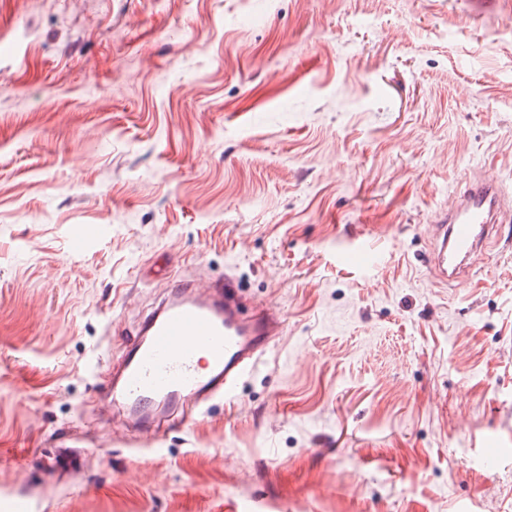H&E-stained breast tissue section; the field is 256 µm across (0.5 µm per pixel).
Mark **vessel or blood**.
<instances>
[{"instance_id": "b4317fda", "label": "vessel or blood", "mask_w": 512, "mask_h": 512, "mask_svg": "<svg viewBox=\"0 0 512 512\" xmlns=\"http://www.w3.org/2000/svg\"><path fill=\"white\" fill-rule=\"evenodd\" d=\"M502 188L500 179L476 177L437 211L429 227L430 272L437 281L457 282L484 262L497 225L512 217ZM283 332L277 313L248 305L234 274L177 282L127 345L101 412L155 432L186 405L199 408L215 397L233 403L239 382Z\"/></svg>"}]
</instances>
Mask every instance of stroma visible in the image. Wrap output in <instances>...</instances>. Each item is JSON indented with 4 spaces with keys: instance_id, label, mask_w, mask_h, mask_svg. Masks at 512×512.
I'll list each match as a JSON object with an SVG mask.
<instances>
[{
    "instance_id": "stroma-1",
    "label": "stroma",
    "mask_w": 512,
    "mask_h": 512,
    "mask_svg": "<svg viewBox=\"0 0 512 512\" xmlns=\"http://www.w3.org/2000/svg\"><path fill=\"white\" fill-rule=\"evenodd\" d=\"M482 174L512 194V6L0 0V493L512 512V223L461 286L426 266ZM228 271L286 324L234 403L156 450L92 422L171 283Z\"/></svg>"
}]
</instances>
